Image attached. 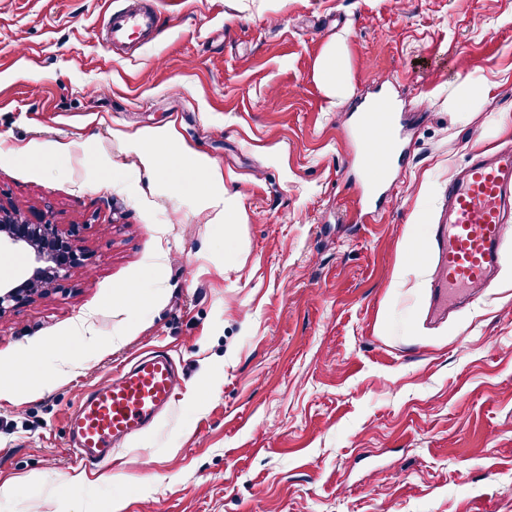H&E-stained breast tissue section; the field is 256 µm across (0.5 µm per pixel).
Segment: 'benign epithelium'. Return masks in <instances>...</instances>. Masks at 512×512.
<instances>
[{
  "label": "benign epithelium",
  "instance_id": "1",
  "mask_svg": "<svg viewBox=\"0 0 512 512\" xmlns=\"http://www.w3.org/2000/svg\"><path fill=\"white\" fill-rule=\"evenodd\" d=\"M71 231L50 220L28 224L18 218L15 208L0 204V246L11 245L33 253L34 263L28 277L19 285L0 284V314L23 302L36 287H48L65 279L80 253Z\"/></svg>",
  "mask_w": 512,
  "mask_h": 512
}]
</instances>
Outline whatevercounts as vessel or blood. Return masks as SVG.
<instances>
[{"label": "vessel or blood", "mask_w": 512, "mask_h": 512, "mask_svg": "<svg viewBox=\"0 0 512 512\" xmlns=\"http://www.w3.org/2000/svg\"><path fill=\"white\" fill-rule=\"evenodd\" d=\"M112 44L142 45L157 32L151 0H126L106 24ZM363 144L361 168L377 188L402 154L392 113L376 105L360 112L353 127ZM512 215V148L475 155L448 184V197L438 222L431 269L432 310L447 313L449 305L489 285L498 264L503 225ZM178 381L172 358L163 352L137 356L116 380H105L82 396L69 420L74 466L93 469L108 460L116 446L140 433L166 409Z\"/></svg>", "instance_id": "vessel-or-blood-1"}]
</instances>
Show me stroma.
<instances>
[{"mask_svg":"<svg viewBox=\"0 0 512 512\" xmlns=\"http://www.w3.org/2000/svg\"><path fill=\"white\" fill-rule=\"evenodd\" d=\"M123 5L0 0V201L83 253L0 315V512H512V232L444 317L425 260L454 173L512 144V0H156L155 41L111 49ZM373 99L406 158L367 220ZM158 346L175 404L72 467L82 392ZM315 76L331 97L343 96L349 88V75L341 41L326 45L315 63ZM481 95L482 93L476 85L461 83L448 97V109L462 112L469 106L474 105Z\"/></svg>","mask_w":512,"mask_h":512,"instance_id":"stroma-1","label":"stroma"}]
</instances>
